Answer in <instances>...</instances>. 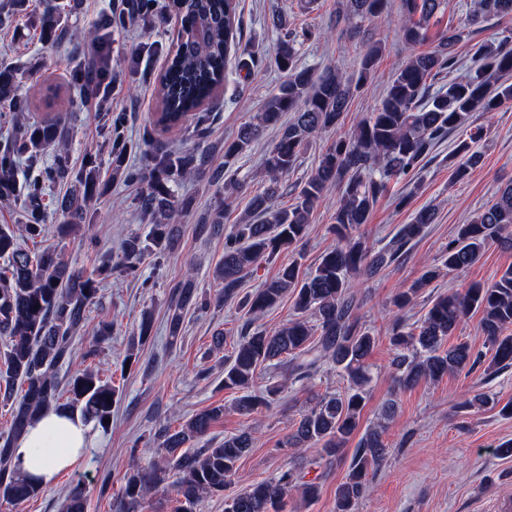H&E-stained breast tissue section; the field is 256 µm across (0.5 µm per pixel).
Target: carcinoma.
I'll use <instances>...</instances> for the list:
<instances>
[{"label": "carcinoma", "instance_id": "cac0c4a2", "mask_svg": "<svg viewBox=\"0 0 512 512\" xmlns=\"http://www.w3.org/2000/svg\"><path fill=\"white\" fill-rule=\"evenodd\" d=\"M443 4L445 0H399L402 41L412 46L424 43ZM388 5L389 0H345L344 13L352 35L363 33ZM170 7L181 19L180 43L175 55L167 59L159 80L161 113L155 124L165 119L181 126L210 98L214 85L224 82L230 63L254 75L261 71L264 60L253 54L246 59L238 55L236 38L241 20L237 0H170ZM154 11L155 0H131L128 8L119 6L112 12V24L122 28L152 16ZM504 18L512 19V0H474L463 25L437 32L433 49L416 53L401 65L373 111L357 121L352 131L341 134L350 101L368 85L382 58L381 45L369 46L357 68L349 73L328 67L317 74L298 65V47L315 33L290 30L287 17L275 14L272 25L279 33V42L273 63L285 80L261 112L241 126L236 138L224 142L227 166L246 152L265 128L278 125L284 113H294L293 121L282 127L264 157L269 185L253 196L245 221L235 225L225 238L224 258L214 270L223 285V299L239 296L242 280L260 260H270L304 239L311 213L329 190L334 188L339 195L330 226L336 244L321 255L315 268L304 274L294 260L255 292L242 297L248 319L231 354L224 359L223 379L224 389L235 393L234 409L249 415L268 407L279 394L277 386L254 390L257 369L262 365L279 370L308 390L327 361L346 378L344 393L317 398L301 414L287 439L293 448L321 449L330 461L351 439L358 438L350 469L336 487L335 512H357L359 501L370 491L368 471L378 468L388 455L383 439L385 425L359 433L371 382L367 360L376 338L360 322L364 298L358 296L355 280L374 276L400 261L434 222L435 211L420 209L410 223L401 225L380 246L368 244L358 228L368 222L390 182H402L407 190L414 187L417 173L448 133L465 130V137L456 140L448 154L454 180L464 179L482 163L481 143L487 139L488 128L475 123L473 117L496 112L512 102V28L478 46L474 66L465 79L452 80L434 92L431 85L438 74L454 68L457 46L470 32ZM63 24L62 12L48 6L42 12L40 34L50 39L61 32ZM0 108L10 112L27 109V101L15 93L14 76L7 67H0ZM206 121L207 116L200 114L196 124L202 126ZM326 130L336 131V138L318 156L296 201L288 208L276 207L274 197L280 179L294 169L310 139ZM61 139L57 122L40 126L18 123L10 139L0 145V198L24 195L25 231L31 242L24 247L10 227H0V259L4 260L0 267V338L7 346L0 401L11 414L8 431L0 434V499L14 505L42 492V487L20 475L14 458V446L27 427L43 411L53 409L78 411L85 420L106 429L112 425L116 402L112 382L93 371L73 374L64 386L58 376V371L71 362L74 334L83 327L86 307L96 298L99 286L97 278L73 270L57 249L37 241L43 231L44 182H74L73 193L61 202L65 220L58 225V233L67 238L85 222V202L99 188V176L93 167L74 176L60 158L54 167L21 184L18 165L24 156L27 166L36 165L44 149ZM126 154L127 143L114 140L112 171L127 180L139 177L147 181L141 209L153 224L149 243L136 236L122 242L117 265L126 274L135 275L146 252L165 254L176 246V220L190 201L175 200L173 184L205 165V160L190 152L158 149L150 157L149 173L140 176L124 166ZM228 207L229 203L220 202L196 225V233L204 236L214 232L224 223ZM491 242L512 248V182L469 223L458 225L441 265L425 269L400 289L394 306L403 311L414 305L443 271H464L481 258ZM287 297L293 300L297 316L272 331L260 325L265 313ZM426 303V313L417 323L397 317L391 325L394 356L390 368L399 387L434 382L449 373L474 368L482 354L470 345L459 343L442 349L445 339L472 312L481 314L480 331L492 352L493 366H512V334L508 332L512 327V267L489 284L430 296ZM207 306V300L198 299L193 278L180 284L168 313L170 344L181 339L183 312ZM152 330L151 316L143 315L125 362L132 365L138 361L137 350L150 340ZM111 336L112 322L99 321L95 342L85 356L97 355ZM223 416L224 405L220 404L196 413L176 429L169 425L156 429L153 440L161 451L160 460L133 467L120 497L112 504L113 512H144L149 497L159 490L175 494V512H196L204 498L224 491L238 462L253 448L254 437L251 431L243 430L220 443L196 447ZM293 491L311 501L318 497L320 485L288 469L225 498L224 505L229 512H280L284 499ZM87 507L85 490L77 483L67 492L60 512H87Z\"/></svg>", "mask_w": 512, "mask_h": 512}]
</instances>
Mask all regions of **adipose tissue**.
<instances>
[{"mask_svg":"<svg viewBox=\"0 0 512 512\" xmlns=\"http://www.w3.org/2000/svg\"><path fill=\"white\" fill-rule=\"evenodd\" d=\"M93 441L90 425L79 416L50 410L19 439L15 459L25 478L49 487L60 471L76 465Z\"/></svg>","mask_w":512,"mask_h":512,"instance_id":"adipose-tissue-1","label":"adipose tissue"}]
</instances>
